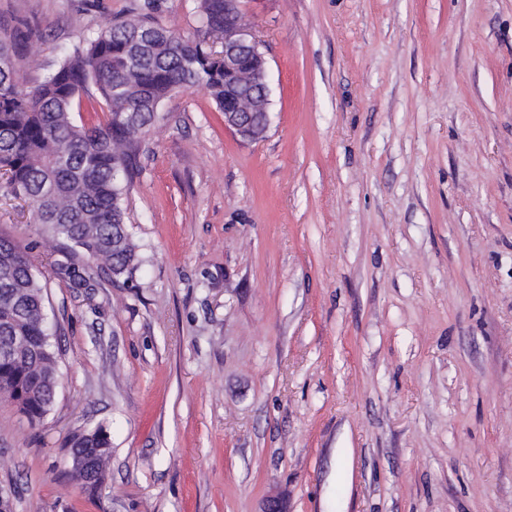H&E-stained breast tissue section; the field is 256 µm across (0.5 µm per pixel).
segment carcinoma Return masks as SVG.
Instances as JSON below:
<instances>
[{
	"mask_svg": "<svg viewBox=\"0 0 512 512\" xmlns=\"http://www.w3.org/2000/svg\"><path fill=\"white\" fill-rule=\"evenodd\" d=\"M201 35L184 37L152 16L131 14L90 31L62 49L38 84H26L10 37L0 38V196L28 204L42 224L88 259L117 276L140 265L125 222V179L140 139L160 120L164 101L203 85L219 111L224 96L246 94V113L271 109V99L239 74L224 78V57L209 42L224 34V0H199ZM93 83L103 120L78 125L76 97ZM58 273L81 287L87 280L70 262ZM0 336H27L36 355L17 366L0 363V395L32 422L50 410L57 386V355L50 342L43 286L28 251L0 237Z\"/></svg>",
	"mask_w": 512,
	"mask_h": 512,
	"instance_id": "cac0c4a2",
	"label": "carcinoma"
}]
</instances>
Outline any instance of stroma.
Returning <instances> with one entry per match:
<instances>
[{
  "label": "stroma",
  "mask_w": 512,
  "mask_h": 512,
  "mask_svg": "<svg viewBox=\"0 0 512 512\" xmlns=\"http://www.w3.org/2000/svg\"><path fill=\"white\" fill-rule=\"evenodd\" d=\"M196 0H0L50 65ZM273 94L245 143L204 88L164 102L128 180L142 263L112 278L0 198L59 385L0 398L12 512H512V0H252ZM87 288L58 278L66 257ZM103 427L101 486L68 474Z\"/></svg>",
  "instance_id": "1"
}]
</instances>
